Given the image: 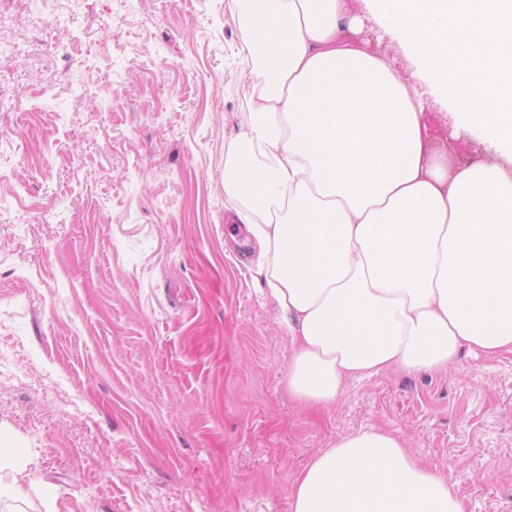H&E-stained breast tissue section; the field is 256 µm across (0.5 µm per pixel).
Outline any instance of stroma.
<instances>
[{
  "label": "stroma",
  "instance_id": "1",
  "mask_svg": "<svg viewBox=\"0 0 512 512\" xmlns=\"http://www.w3.org/2000/svg\"><path fill=\"white\" fill-rule=\"evenodd\" d=\"M354 38L403 50L363 17ZM246 0H37L0 13V440L32 512H287L299 471L361 429L512 512V355L349 381L316 415L229 237L227 145L263 82ZM429 137L463 166L491 144Z\"/></svg>",
  "mask_w": 512,
  "mask_h": 512
}]
</instances>
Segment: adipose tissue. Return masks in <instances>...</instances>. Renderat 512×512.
<instances>
[{
	"label": "adipose tissue",
	"mask_w": 512,
	"mask_h": 512,
	"mask_svg": "<svg viewBox=\"0 0 512 512\" xmlns=\"http://www.w3.org/2000/svg\"><path fill=\"white\" fill-rule=\"evenodd\" d=\"M404 48L339 36L347 0H261L244 48L265 71L229 144L224 192L253 248L261 294L291 344L286 383L324 411L346 381L512 353V0H365ZM453 139L498 148L460 167L431 149L427 101ZM266 163H256L255 151ZM0 500L38 482L0 445ZM288 512H467L444 469L400 436L362 429L319 449Z\"/></svg>",
	"instance_id": "obj_1"
}]
</instances>
